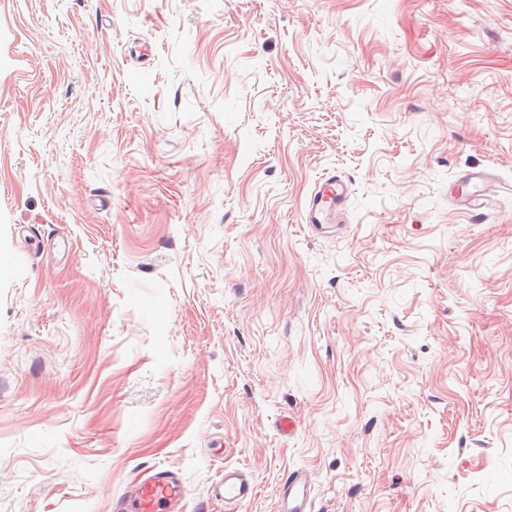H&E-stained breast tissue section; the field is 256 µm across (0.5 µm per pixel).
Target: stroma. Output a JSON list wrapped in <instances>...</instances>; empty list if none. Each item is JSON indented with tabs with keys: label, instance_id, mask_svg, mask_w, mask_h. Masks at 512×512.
Wrapping results in <instances>:
<instances>
[{
	"label": "stroma",
	"instance_id": "35a3bbf8",
	"mask_svg": "<svg viewBox=\"0 0 512 512\" xmlns=\"http://www.w3.org/2000/svg\"><path fill=\"white\" fill-rule=\"evenodd\" d=\"M512 0H0V512L225 468L512 512ZM347 221L303 222L323 176ZM498 183L499 177L492 168L469 171L448 184V200L479 223L494 204ZM474 187L476 191H472Z\"/></svg>",
	"mask_w": 512,
	"mask_h": 512
}]
</instances>
